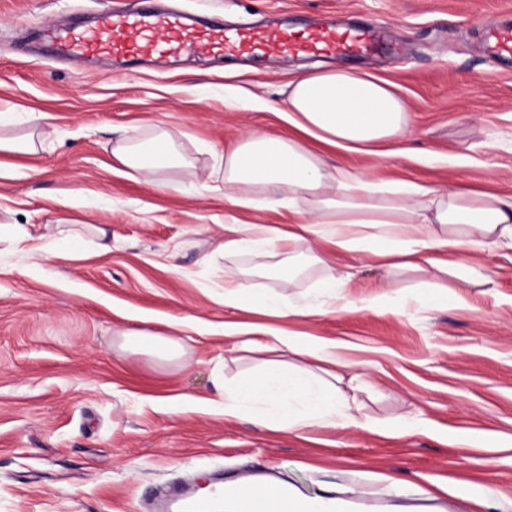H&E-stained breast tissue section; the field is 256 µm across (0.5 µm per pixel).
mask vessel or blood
<instances>
[{"mask_svg": "<svg viewBox=\"0 0 512 512\" xmlns=\"http://www.w3.org/2000/svg\"><path fill=\"white\" fill-rule=\"evenodd\" d=\"M382 22L371 20L356 27L323 22L297 30L286 25L226 28L222 21L157 5L116 9L97 15L92 22L55 25L43 39L54 56L75 62L106 60L120 71L163 58L209 54H241L247 57L296 55L349 57L372 50ZM491 56L512 60V23L488 24ZM264 483L244 479L224 485L206 499L182 493L168 494L165 512H266ZM277 512H333L326 495L296 497L281 488Z\"/></svg>", "mask_w": 512, "mask_h": 512, "instance_id": "b4317fda", "label": "vessel or blood"}]
</instances>
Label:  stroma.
Listing matches in <instances>:
<instances>
[{
  "mask_svg": "<svg viewBox=\"0 0 512 512\" xmlns=\"http://www.w3.org/2000/svg\"><path fill=\"white\" fill-rule=\"evenodd\" d=\"M137 2L0 0V112L12 113V135L26 133L32 114L49 133L38 154L0 153V224L112 232L102 255L0 253V512H149L161 487L214 471L228 481L265 475L305 497L328 492L352 512H512V250L477 254L480 282L438 275L464 307L401 313L363 302L384 289L417 294L423 274L388 275L314 238L292 246L301 273L291 285L273 275L276 257L225 256L231 219L285 228L297 217L284 203L232 209L214 156L247 129L293 134L278 106L314 60L204 57L116 75L53 58L39 43L44 25ZM165 2L230 27L270 13L297 28L324 12L390 23V44L340 64L396 85L411 108L407 150L376 160L329 148L327 163L512 195V61L487 56L477 24L512 15V0ZM157 126L191 165L150 184L112 146ZM314 252L324 265H311ZM333 273L348 275V303L328 313L322 282ZM229 276L311 313L278 318L217 303ZM197 319L336 342L365 370L359 398L378 431L274 432L207 408L217 382L249 378L270 355L262 334L191 329ZM173 322L184 325L174 358L128 350L126 333H164ZM414 416L418 430L398 431ZM472 432L478 444L457 445Z\"/></svg>",
  "mask_w": 512,
  "mask_h": 512,
  "instance_id": "35a3bbf8",
  "label": "stroma"
}]
</instances>
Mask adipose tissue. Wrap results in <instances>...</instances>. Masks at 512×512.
<instances>
[{
	"mask_svg": "<svg viewBox=\"0 0 512 512\" xmlns=\"http://www.w3.org/2000/svg\"><path fill=\"white\" fill-rule=\"evenodd\" d=\"M285 110L302 135L374 158L381 155V143L405 141L411 132L410 108L395 85L348 69L300 74L288 86ZM112 156L149 183L159 171L186 164L180 142L161 126L148 135L119 139ZM215 162L223 172L224 199L232 207L263 210L285 201L300 217L284 231L266 224L225 225L222 249L228 255L263 254L284 241L316 238L339 251L365 254L388 272L428 274L421 300L443 306L459 299L441 294L439 283L430 279L433 272L450 270L468 283L480 271L458 260V253L475 254L489 244L512 249V198L405 179L379 181L363 169L331 168L299 139L266 130L242 132ZM89 239L99 253L110 251L107 231L98 224H59L40 235L21 224H0V245L45 259ZM262 332L265 351L289 350L308 362L287 366L271 361L256 377L225 388V415L246 414L275 431L314 425L370 429L355 392L309 366L315 360L346 367L335 342L302 340L271 326Z\"/></svg>",
	"mask_w": 512,
	"mask_h": 512,
	"instance_id": "obj_1",
	"label": "adipose tissue"
}]
</instances>
